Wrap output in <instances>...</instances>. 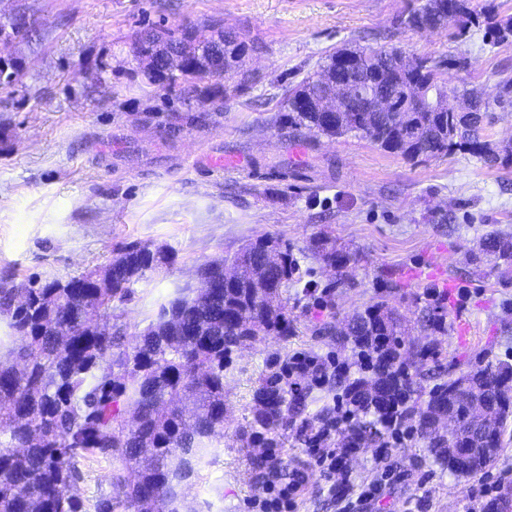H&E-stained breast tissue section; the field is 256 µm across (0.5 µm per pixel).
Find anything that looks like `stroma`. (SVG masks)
Returning <instances> with one entry per match:
<instances>
[{"label": "stroma", "instance_id": "stroma-1", "mask_svg": "<svg viewBox=\"0 0 512 512\" xmlns=\"http://www.w3.org/2000/svg\"><path fill=\"white\" fill-rule=\"evenodd\" d=\"M421 0H0V16L21 12L40 31L7 45L18 81L0 86V280H66L105 265L137 243L174 257L146 271L118 320L126 344L198 267L265 237L293 246L299 279L288 311L295 331L266 335L224 368V430L180 488L185 512H249L276 450L304 477L291 512H338L330 481L295 427L275 448L254 438L256 392L292 355L335 358L363 370L353 344L321 329L384 302L405 316L402 356L430 343L424 389L447 364L468 372L512 365V278L467 257L494 231L512 232V166L470 155L406 161L365 138H327L282 122L286 93L317 75L342 48H391L441 62L448 88H479L496 99L512 82V40L491 45L483 29L416 30L407 16ZM231 31L246 43L250 76L225 90L213 79H153L137 54L145 32ZM244 166L215 170L210 158ZM349 251L328 266L323 240ZM441 307L442 330L421 316ZM406 419L386 447L349 454L356 482L380 492L360 512H486L481 485L512 487V420L502 452L479 476L448 470Z\"/></svg>", "mask_w": 512, "mask_h": 512}]
</instances>
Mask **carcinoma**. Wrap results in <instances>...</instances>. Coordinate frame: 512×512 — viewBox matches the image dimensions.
<instances>
[{"instance_id": "carcinoma-1", "label": "carcinoma", "mask_w": 512, "mask_h": 512, "mask_svg": "<svg viewBox=\"0 0 512 512\" xmlns=\"http://www.w3.org/2000/svg\"><path fill=\"white\" fill-rule=\"evenodd\" d=\"M470 0H426L409 12L430 16L433 28L457 23L485 27L494 43L512 37V22L495 24L469 7ZM21 39L38 35L37 23L24 15L12 18ZM224 52L227 65L242 74L245 46L232 33L198 41L190 30L181 37L152 34L139 40L138 54L148 60V74L165 78L174 73L171 56L188 59L192 71L184 79L209 76L215 52ZM383 48L341 49L322 72L288 91L289 127L329 137L358 135L382 150L408 161L439 158L464 151L493 166L512 165V141L486 139L484 121L501 100H489L475 89L444 92L440 65L415 57L392 84L393 103L387 112H372L360 93L374 89ZM346 87L340 112L331 117L311 107L334 83ZM512 268V234L493 232L480 242L481 256ZM322 259L338 268L350 255L332 246ZM173 262L162 249L132 244L116 250L108 266L110 279L97 282L88 272L66 281L36 287L0 281V313L8 328L25 339L15 350L5 347L0 360V512H183L178 491L192 462L206 457L207 440L224 429V361L246 342L270 331H293L288 306L269 305L266 297L288 287L298 271L292 247L278 239H261L230 259L204 263L219 277L226 267L243 269L242 278L224 284L214 295L199 290L178 292L157 318L128 348L122 334L105 336L96 320L116 316L131 299L133 285L148 270ZM403 336L398 312L377 303L336 328V341L354 343L366 374L352 379L340 370L324 374L325 381L345 393L364 414L378 416L340 430L342 444L366 448L390 429L393 420L416 418L417 431L457 475L472 476L488 467L497 454L479 447L489 439L500 448V432L512 416V405L498 411L491 430L471 433L467 407L458 392L469 384V397L495 405L500 388L512 389V366L491 363L456 376L454 365L444 368L446 379L435 384L428 399L417 396L419 370L401 359ZM254 422L275 439L280 430L304 421L306 393L293 381L274 373L256 395ZM454 411L460 432L434 431L437 416ZM478 445L469 464L457 465L448 449ZM105 458L118 466L112 491L86 507L75 494L81 459Z\"/></svg>"}]
</instances>
